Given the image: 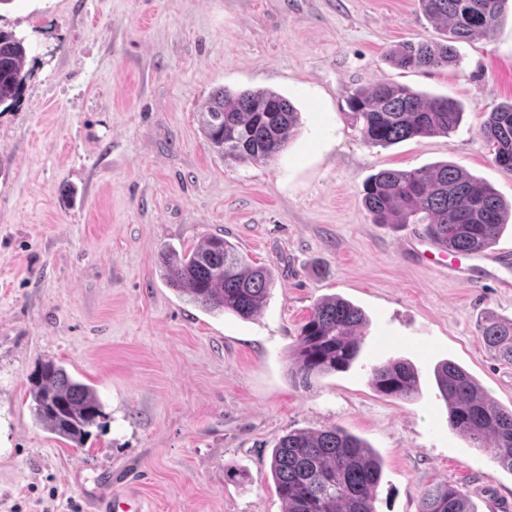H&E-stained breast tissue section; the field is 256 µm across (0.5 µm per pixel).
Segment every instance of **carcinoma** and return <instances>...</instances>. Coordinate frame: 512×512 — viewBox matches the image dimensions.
I'll return each mask as SVG.
<instances>
[{
	"instance_id": "obj_1",
	"label": "carcinoma",
	"mask_w": 512,
	"mask_h": 512,
	"mask_svg": "<svg viewBox=\"0 0 512 512\" xmlns=\"http://www.w3.org/2000/svg\"><path fill=\"white\" fill-rule=\"evenodd\" d=\"M506 0H418L419 8L445 30L440 42L402 44L387 52L399 69L446 67L456 63L459 42L491 37ZM25 40L0 30V106L13 104L26 78ZM347 105L363 140L388 146L410 138L448 136L462 120L459 101L431 96L406 85L378 80L352 93ZM300 116L284 96L268 90L216 91L200 111L201 130L226 161H267L283 151ZM495 146L493 163L512 173V102L490 112L482 128ZM363 203L375 224H423L429 238L469 255L493 246L508 219L507 204L490 186L448 161L412 170H381L363 187ZM159 267L172 288L188 302L213 313L248 319L267 300L274 275L240 256L226 239L211 236L191 251L164 250ZM363 312L336 297L317 301L291 353V374L304 385L351 368L360 350ZM483 343L512 361V319H487ZM448 408V426L476 448L487 437L494 460L512 473V408H503L463 367L451 360L435 371ZM375 389L389 397L410 398L419 391L414 370L403 362L372 368ZM31 409L56 438L80 448L103 417L94 387L73 379L54 360L31 376ZM379 455L358 437L340 429L291 431L273 448L270 472L286 512H376L381 477ZM419 512H474L461 488L450 484L425 489Z\"/></svg>"
}]
</instances>
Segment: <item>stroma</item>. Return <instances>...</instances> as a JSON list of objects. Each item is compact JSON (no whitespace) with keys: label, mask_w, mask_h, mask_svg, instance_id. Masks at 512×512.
<instances>
[{"label":"stroma","mask_w":512,"mask_h":512,"mask_svg":"<svg viewBox=\"0 0 512 512\" xmlns=\"http://www.w3.org/2000/svg\"><path fill=\"white\" fill-rule=\"evenodd\" d=\"M27 78L0 111V512H75L99 473H130L143 512H284L270 473L291 431L339 428L382 459L376 512H419L451 484L475 512H512V473L448 425L435 379L453 360L512 407V362L484 345L512 292L410 261L419 224H377L362 202L379 171L450 161L512 203V175L482 133L512 100V0L456 66L399 69L387 51L444 39L417 0H12ZM385 79L460 101L450 135L363 142L347 107ZM268 89L298 110L288 146L224 161L199 113L219 88ZM224 236L274 283L250 319L196 307L162 250ZM368 318L347 371L300 386L290 355L314 303ZM54 360L105 413L83 447L36 423L30 377ZM412 365L420 391L387 397L371 370Z\"/></svg>","instance_id":"1"}]
</instances>
